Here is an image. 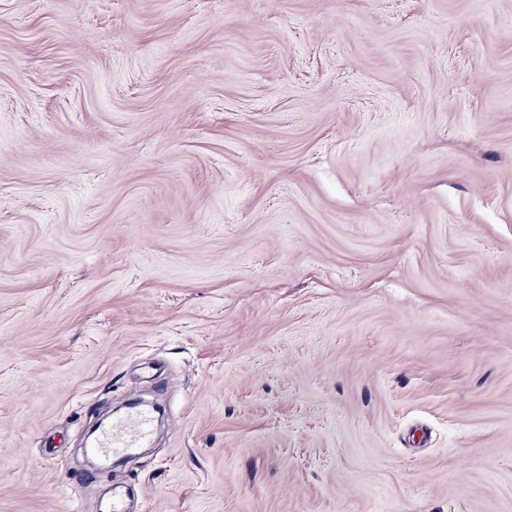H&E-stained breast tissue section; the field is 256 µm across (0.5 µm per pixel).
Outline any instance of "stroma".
Listing matches in <instances>:
<instances>
[{
	"label": "stroma",
	"instance_id": "stroma-1",
	"mask_svg": "<svg viewBox=\"0 0 512 512\" xmlns=\"http://www.w3.org/2000/svg\"><path fill=\"white\" fill-rule=\"evenodd\" d=\"M125 490L512 512V0H0V512ZM153 416L149 409L131 407L129 411L112 420V424L103 430L95 443V452L123 456L135 448H144L151 435Z\"/></svg>",
	"mask_w": 512,
	"mask_h": 512
}]
</instances>
